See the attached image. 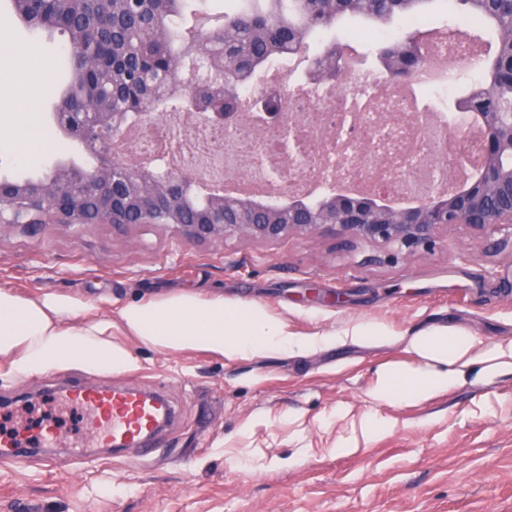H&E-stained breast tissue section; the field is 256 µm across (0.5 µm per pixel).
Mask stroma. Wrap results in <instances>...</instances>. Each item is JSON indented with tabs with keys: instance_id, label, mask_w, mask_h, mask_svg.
<instances>
[{
	"instance_id": "obj_1",
	"label": "stroma",
	"mask_w": 512,
	"mask_h": 512,
	"mask_svg": "<svg viewBox=\"0 0 512 512\" xmlns=\"http://www.w3.org/2000/svg\"><path fill=\"white\" fill-rule=\"evenodd\" d=\"M18 44L15 69L44 95L21 100L0 83V173L36 176L50 157L79 152L62 131L46 153L39 134L71 77L60 32L32 31L0 0V39ZM33 142L31 159L14 152ZM378 247L337 248L325 235L276 244L195 243L173 230L134 228L113 236L103 224L74 233L49 224L35 237L0 233V289L23 297L57 293L91 315L112 318V341L131 351L126 372L57 368L13 375L0 359V421L30 419L27 399L43 396L61 437L79 430L80 411L55 392L74 384L162 393L175 416L164 448L95 449L85 460L48 449L46 471L33 457L25 474L0 463V512H512V369L468 378L419 404L390 405L371 387L379 367L412 365L407 341L434 327L473 336L480 349L512 343V253L489 251L462 228L442 232L435 252L372 262ZM177 292L257 302L304 335L339 333L357 323L385 336L344 340L305 354L228 359L206 351L144 345L117 324L120 309ZM379 413L394 428L336 454L359 420ZM297 463L289 458L298 449Z\"/></svg>"
}]
</instances>
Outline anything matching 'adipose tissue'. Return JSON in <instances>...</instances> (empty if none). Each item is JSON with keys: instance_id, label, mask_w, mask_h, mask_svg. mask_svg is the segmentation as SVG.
Segmentation results:
<instances>
[{"instance_id": "ef3b65f1", "label": "adipose tissue", "mask_w": 512, "mask_h": 512, "mask_svg": "<svg viewBox=\"0 0 512 512\" xmlns=\"http://www.w3.org/2000/svg\"><path fill=\"white\" fill-rule=\"evenodd\" d=\"M84 308L57 294L26 298L0 289V357L9 359L19 376L39 375L66 367L120 371L135 356L112 344V322L85 318ZM123 326L156 349L205 350L227 358H265L298 354L328 344L324 335H300L287 322L255 302L225 303L223 297L175 293L154 301H134L119 311ZM408 347L419 366H384L377 372L372 394L386 403L428 401L461 384L470 365L481 364L490 378L512 367V344L477 353L476 341L465 334L430 328L413 335Z\"/></svg>"}]
</instances>
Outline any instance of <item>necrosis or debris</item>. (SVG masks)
Instances as JSON below:
<instances>
[{
	"instance_id": "1",
	"label": "necrosis or debris",
	"mask_w": 512,
	"mask_h": 512,
	"mask_svg": "<svg viewBox=\"0 0 512 512\" xmlns=\"http://www.w3.org/2000/svg\"><path fill=\"white\" fill-rule=\"evenodd\" d=\"M421 51L422 65L402 82L354 61L337 78H304L286 87L270 71L260 72L258 83L276 94L279 111L287 113L289 127L297 131V168L281 150L275 127L264 128L258 161L252 139L195 128L187 112L161 120L148 135L128 133L120 151L134 160L160 152L172 166L193 169L207 180L220 171L235 188L267 186L269 171L278 169L284 173L273 182L278 190L302 193L323 171L327 157L336 163L337 181L353 188L368 187L389 197L422 187L434 190L447 184L448 173L465 175L467 159L479 154L480 138L460 135L453 120L421 95L438 89L455 98L457 65L476 67L479 51L445 37L424 39Z\"/></svg>"
}]
</instances>
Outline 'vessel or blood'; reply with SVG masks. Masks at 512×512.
<instances>
[{
  "label": "vessel or blood",
  "instance_id": "1",
  "mask_svg": "<svg viewBox=\"0 0 512 512\" xmlns=\"http://www.w3.org/2000/svg\"><path fill=\"white\" fill-rule=\"evenodd\" d=\"M64 394L84 409L91 446L97 448H136L142 456H153L160 446L158 432L173 415L165 398L131 389L73 384ZM30 454V446L22 439L0 434V459L15 471L26 470Z\"/></svg>",
  "mask_w": 512,
  "mask_h": 512
}]
</instances>
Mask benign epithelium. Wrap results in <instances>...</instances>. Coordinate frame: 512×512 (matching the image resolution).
Wrapping results in <instances>:
<instances>
[{
	"label": "benign epithelium",
	"instance_id": "obj_1",
	"mask_svg": "<svg viewBox=\"0 0 512 512\" xmlns=\"http://www.w3.org/2000/svg\"><path fill=\"white\" fill-rule=\"evenodd\" d=\"M485 84L474 91L467 111L457 114L459 128L479 129L482 152L470 182L448 185L412 206L375 204V194L354 189L316 199H270L262 203L234 190L198 197L189 170L154 162L129 164L112 152V141L143 112H55L52 119L94 160L85 167L53 159L35 177L0 174V231L37 235L57 224L78 232L104 224L117 236L141 225L172 228L197 243L231 240L278 243L291 237L330 234L352 250L369 244L389 250L387 259L432 252L440 231L464 228L490 249L512 251V40L501 43L486 63ZM199 124L224 128L229 136L247 132L240 112H198Z\"/></svg>",
	"mask_w": 512,
	"mask_h": 512
}]
</instances>
